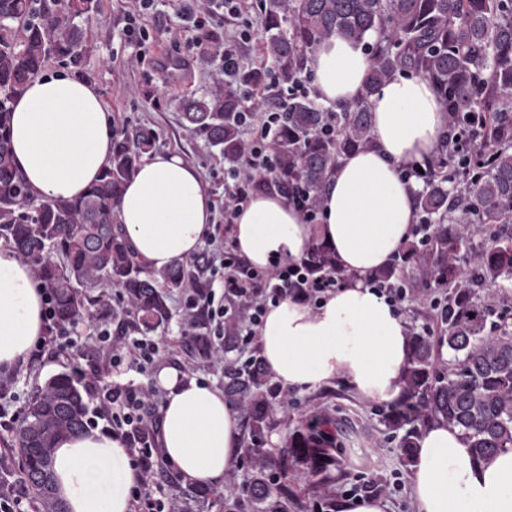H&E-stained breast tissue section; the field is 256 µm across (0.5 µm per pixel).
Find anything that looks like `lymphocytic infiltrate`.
Returning a JSON list of instances; mask_svg holds the SVG:
<instances>
[{"label":"lymphocytic infiltrate","instance_id":"1","mask_svg":"<svg viewBox=\"0 0 512 512\" xmlns=\"http://www.w3.org/2000/svg\"><path fill=\"white\" fill-rule=\"evenodd\" d=\"M180 14L192 22L193 39L204 45L209 27L224 22L229 34L224 40L220 69L225 79H232L244 70H264L261 84L243 87L245 107L240 114L242 126L250 135L235 164L224 171V201L219 208L223 224H232L237 210L262 190L281 188L286 199L304 210L309 218H316L320 208L312 204L310 194L302 184L282 186L279 174L282 158L277 149L280 128L286 121L281 97L283 90L276 73L267 59H245L244 46L254 44L258 25L250 16L245 0H208L202 7L187 5ZM198 272L203 277L223 275L224 299L199 296L196 290L185 292L187 319L182 330L184 338L196 332L197 317H204L213 328L211 344L215 364L224 362V338L228 325L241 322L236 343L250 345L258 335L269 305L290 297L301 299L315 307L329 294L346 283L345 277L329 273L310 276L303 263H287L264 271L254 268L236 251L226 246L219 259L204 254L199 258ZM45 336L34 347L33 357H41L48 345H56L65 352L73 374L82 383L87 396L97 403L98 412L111 424L112 432L125 444L133 464L139 469L141 480L131 490L133 512H179L178 500L160 494L155 475L161 460L158 438L161 416L157 398L141 387L128 382H112V371L128 366L137 371L154 367L162 357L158 342L131 340L121 335H109L95 320L84 321L82 327L63 326L56 319L54 296L43 294ZM104 351L105 363L93 362L92 352Z\"/></svg>","mask_w":512,"mask_h":512}]
</instances>
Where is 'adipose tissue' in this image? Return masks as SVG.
Returning <instances> with one entry per match:
<instances>
[{
    "label": "adipose tissue",
    "instance_id": "obj_1",
    "mask_svg": "<svg viewBox=\"0 0 512 512\" xmlns=\"http://www.w3.org/2000/svg\"><path fill=\"white\" fill-rule=\"evenodd\" d=\"M315 100L352 104L366 90L369 58L362 44L337 35L309 62ZM374 146L345 156L329 179L316 222L277 193H259L233 219L236 250L268 270L301 261L312 237L329 244L347 281L318 308L293 299L269 306L260 354L284 390H308L341 379L361 397L403 398L408 329L403 316L368 278L391 264L419 221V185L404 170L437 150L448 114L434 86L400 73L372 98ZM114 122L89 81L65 72L33 78L15 101L8 148L32 196L72 199L109 165ZM118 220L136 257L162 270L195 255L213 230L214 204L199 172L181 156L147 157L124 191ZM42 286L14 249L0 243V370L24 363L44 332ZM160 448L186 482L216 490L242 451L237 411L221 390L163 366ZM54 480L69 512H129L140 480L127 449L92 430L60 441ZM416 512H512V448L475 460L467 438L443 422L419 441L410 476Z\"/></svg>",
    "mask_w": 512,
    "mask_h": 512
}]
</instances>
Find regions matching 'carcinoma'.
<instances>
[{
    "label": "carcinoma",
    "instance_id": "1",
    "mask_svg": "<svg viewBox=\"0 0 512 512\" xmlns=\"http://www.w3.org/2000/svg\"><path fill=\"white\" fill-rule=\"evenodd\" d=\"M97 0H0V239L10 243L56 299L63 325L97 315L102 296L87 289H121L125 306L112 317L149 334L171 317L170 292L200 288L194 270L177 264L148 271L135 259L117 220L125 185L155 146L151 127L120 133L100 179L73 199H36L14 169L7 147L11 104L46 64L58 60L86 76L89 52L82 22ZM264 49L282 82L307 74L317 45L335 34L365 42L370 68L364 97L332 110L313 99H288L287 125L278 150L282 183H300L317 203L339 160L372 146L371 97L402 71L415 72L435 87L448 112V126L480 128L484 171L462 190L464 158L439 154L427 159L425 187L417 207L431 226L429 248L409 243L393 264L374 277L397 280L409 273L450 289L447 332L437 343L408 333L410 359L402 379L405 397L383 418L401 431L403 462L414 463L421 431L433 421L459 428L477 459L512 448V322L496 312L484 286L512 283V231L488 237L464 225L494 219L512 224V0H267L261 19ZM218 74L213 87L182 102L189 128L203 133L232 161L244 140L238 124L239 82ZM336 118V136L321 128ZM314 275L337 270L331 249L311 241L304 258ZM448 359H443V353ZM224 397L244 415V453L252 465L251 512H288V486L308 483L326 496L327 472L341 466L344 442L327 415L287 433L284 445L265 448L262 438L288 411V398L271 382L261 359L224 360ZM89 408L75 380L62 372L49 378L16 429L20 453L44 449V457L21 470L33 512H62L55 483L41 472L53 467L58 442L89 428Z\"/></svg>",
    "mask_w": 512,
    "mask_h": 512
}]
</instances>
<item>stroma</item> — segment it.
<instances>
[{"label":"stroma","instance_id":"1","mask_svg":"<svg viewBox=\"0 0 512 512\" xmlns=\"http://www.w3.org/2000/svg\"><path fill=\"white\" fill-rule=\"evenodd\" d=\"M125 6V0H98L96 13L84 25L90 47L86 60L89 78L101 90L116 130H132L143 125L154 128L158 134L156 151L178 154L193 165L214 203H221L224 157L204 136L186 128L180 118L182 101L210 88L220 61L215 53L199 52L187 37H174L180 0H154L148 20L155 45L146 52L127 42L122 34ZM406 282L412 291L407 322L439 334L442 324L430 306V288L411 274ZM172 308L173 317L168 326L151 335L152 340L166 346L165 365L178 369L191 366L195 378L223 387L221 369L180 344L187 316L182 293H175ZM67 368L66 359L49 346L40 362L23 364L9 373L6 380L11 412L23 415L38 386ZM288 401L290 424H297L317 410L343 423L345 469L350 477L330 480L334 499L348 498L353 485L373 483L381 490L391 512H414L409 493L410 471L399 456V434L383 423L388 404L361 398L342 380L317 390L289 392ZM157 479L176 495L182 512H224L221 500L198 498L195 485L183 482L174 471L160 470Z\"/></svg>","mask_w":512,"mask_h":512}]
</instances>
